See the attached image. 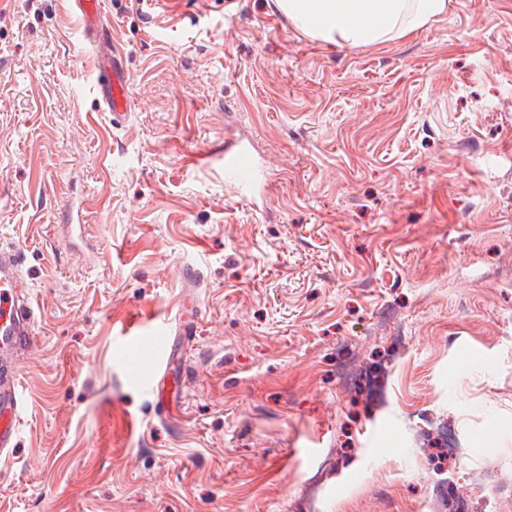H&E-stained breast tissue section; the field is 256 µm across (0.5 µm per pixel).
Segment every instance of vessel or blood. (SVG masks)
<instances>
[{
  "label": "vessel or blood",
  "mask_w": 512,
  "mask_h": 512,
  "mask_svg": "<svg viewBox=\"0 0 512 512\" xmlns=\"http://www.w3.org/2000/svg\"><path fill=\"white\" fill-rule=\"evenodd\" d=\"M82 18L84 34L98 50L97 89L99 101L110 112L113 121L128 117L130 109V76L124 60L112 48V21L103 9L102 0H69ZM259 180L256 161L242 146L239 138L224 139V184L238 196L253 191ZM36 315L29 290L21 277V253L0 250V459L9 460L19 442L25 396L17 361L21 354L36 347ZM127 334H146L156 351L154 372L143 383L153 394L157 405H165L166 396L158 381L164 374L176 344L188 343L191 327L181 320L163 319L155 324L131 322Z\"/></svg>",
  "instance_id": "1"
}]
</instances>
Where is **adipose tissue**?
Returning <instances> with one entry per match:
<instances>
[{"label":"adipose tissue","mask_w":512,"mask_h":512,"mask_svg":"<svg viewBox=\"0 0 512 512\" xmlns=\"http://www.w3.org/2000/svg\"><path fill=\"white\" fill-rule=\"evenodd\" d=\"M290 22L323 41L374 44L442 14L447 0H277Z\"/></svg>","instance_id":"adipose-tissue-1"}]
</instances>
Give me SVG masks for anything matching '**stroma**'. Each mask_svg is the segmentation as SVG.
<instances>
[{"mask_svg":"<svg viewBox=\"0 0 512 512\" xmlns=\"http://www.w3.org/2000/svg\"><path fill=\"white\" fill-rule=\"evenodd\" d=\"M447 2L347 46L275 0H104L115 124L67 0H0V245L38 340L0 512H512V0ZM230 132L270 191L226 190ZM177 315L162 414L124 328ZM400 334L369 405L338 369ZM424 411L456 453L413 441ZM401 354L400 348L393 349L389 358L381 365H379L371 376V395L377 402H381L386 395L387 388V366L391 365Z\"/></svg>","mask_w":512,"mask_h":512,"instance_id":"1","label":"stroma"}]
</instances>
